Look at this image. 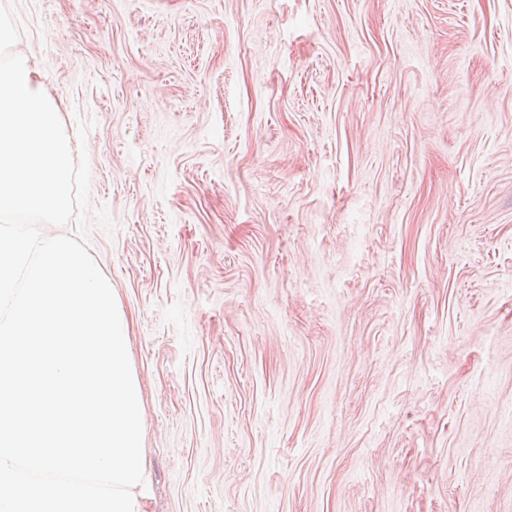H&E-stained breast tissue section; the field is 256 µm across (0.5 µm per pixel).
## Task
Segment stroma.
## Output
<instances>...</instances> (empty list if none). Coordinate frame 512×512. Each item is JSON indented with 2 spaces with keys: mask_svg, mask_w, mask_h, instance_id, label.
I'll use <instances>...</instances> for the list:
<instances>
[{
  "mask_svg": "<svg viewBox=\"0 0 512 512\" xmlns=\"http://www.w3.org/2000/svg\"><path fill=\"white\" fill-rule=\"evenodd\" d=\"M130 326L144 512H512V0H6Z\"/></svg>",
  "mask_w": 512,
  "mask_h": 512,
  "instance_id": "obj_1",
  "label": "stroma"
}]
</instances>
